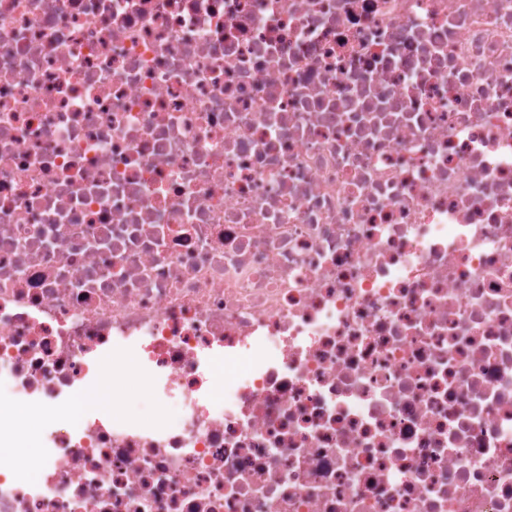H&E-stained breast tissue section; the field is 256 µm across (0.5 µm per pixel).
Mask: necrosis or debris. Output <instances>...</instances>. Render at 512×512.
Segmentation results:
<instances>
[{
  "mask_svg": "<svg viewBox=\"0 0 512 512\" xmlns=\"http://www.w3.org/2000/svg\"><path fill=\"white\" fill-rule=\"evenodd\" d=\"M109 378L0 512H512V0H0V396ZM121 390L122 399L117 408L120 414L149 417L152 408V394L149 388L141 383L123 381Z\"/></svg>",
  "mask_w": 512,
  "mask_h": 512,
  "instance_id": "1",
  "label": "necrosis or debris"
}]
</instances>
